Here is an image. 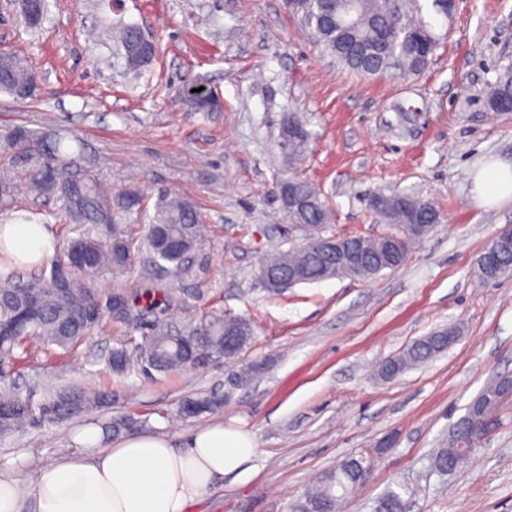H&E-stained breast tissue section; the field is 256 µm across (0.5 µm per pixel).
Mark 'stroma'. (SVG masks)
Segmentation results:
<instances>
[{
	"mask_svg": "<svg viewBox=\"0 0 512 512\" xmlns=\"http://www.w3.org/2000/svg\"><path fill=\"white\" fill-rule=\"evenodd\" d=\"M138 24L157 46L153 63L126 72L105 30ZM441 42L420 74L389 70L364 79L323 55L286 0H47L36 26L19 0H0V48L33 64L37 86L18 99L0 94V136L17 125L58 130L63 149L119 193L139 190L146 205L162 192L188 197L207 227L191 274L149 276L142 257L90 279L139 308L133 322L105 315L76 352L21 353L0 393L32 405L47 391L111 388V405L0 435V477L27 484L32 463L80 451L77 432L129 421L137 433L180 444L197 427L222 421L253 432L258 449L246 482L225 478L192 512H288L323 472L353 454L371 457L370 479L348 512H373L387 489L405 484L407 512H512V400L469 465L439 477L431 458L468 404L490 382L512 378V275L485 278L481 255L512 225V199L480 204L477 171L512 162V112L482 100L512 63V0H458L437 26ZM212 99L197 104L195 89ZM417 107L407 129L395 105ZM293 113L312 133L310 152L292 162L280 147L281 119ZM313 182L331 210L330 230L376 237L392 226L367 199L409 191L438 207L441 221L407 260L369 280L328 279L281 295L255 283L262 259L297 244L280 208L286 177ZM46 225L56 250L23 276L50 275L72 227L60 202L25 185L0 224ZM171 291L169 309L146 297ZM255 325L238 364L215 356L181 371L117 376L103 359L140 339L156 319L177 331L207 312ZM458 327V340L429 362L390 379L374 369L413 341ZM261 371L239 381L241 368ZM188 397L220 400L218 410L182 420Z\"/></svg>",
	"mask_w": 512,
	"mask_h": 512,
	"instance_id": "35a3bbf8",
	"label": "stroma"
}]
</instances>
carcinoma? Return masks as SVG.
Here are the masks:
<instances>
[{"instance_id":"obj_1","label":"carcinoma","mask_w":512,"mask_h":512,"mask_svg":"<svg viewBox=\"0 0 512 512\" xmlns=\"http://www.w3.org/2000/svg\"><path fill=\"white\" fill-rule=\"evenodd\" d=\"M391 0H307L301 10L306 29L315 43L328 56L350 71L373 76L394 67L403 73L423 71L435 54L439 37L435 26L449 20L442 0H430L423 10L419 0H399L398 11L390 8ZM134 23L123 24L115 31L121 56L128 71L137 73L148 66L155 52L139 49ZM34 70L22 57L0 55V92L18 96L28 85ZM512 104V66L500 70L485 98L491 112H504ZM299 128L297 135L281 141V147L294 161L309 152L312 134L307 124L290 113L283 119ZM4 147L21 161L29 163L26 180L31 191L40 196H54L62 202L65 218L80 226L78 235L69 239L64 257L79 254L84 265L68 270L63 284L65 291L51 277L32 276L27 280L10 274L0 279V322L7 323L21 310L31 311L22 333L0 337V377L8 375L17 359L16 350L31 341L43 346L75 348L103 316L87 322L80 313L104 295L87 285L76 273L96 274L103 269L119 271L134 259V250L149 257L151 272L169 270L177 275L190 273L189 257L202 238L201 218L187 197L162 193L154 213L149 217L145 233L133 236L131 225L121 223L127 216L140 213L142 196L136 190L112 194L100 178L82 167L63 151V140L55 131H34L24 126L12 128L4 138ZM292 190L303 202L300 209L288 207L280 197L282 209L290 224H309L313 234L328 232L330 211L317 187L309 180L293 177ZM15 178L0 172V203L14 196ZM370 208L402 233L406 224H436L439 211L429 201L413 194L394 192L377 194L370 199ZM261 268L285 282L280 288L266 292L280 293L288 289V276L295 273L303 283H314L336 275V266L324 263L313 254L309 240L302 239L293 247L279 251L265 260ZM457 336L449 327L413 342L396 357L382 361L377 374L391 379L413 365L424 363L448 349V336ZM254 328L242 316L207 315L198 325L177 334L169 326L156 322L151 335L145 336L135 348V355L120 346L112 349L106 360L109 372L121 375L138 365L157 372H168L205 364L217 354L233 360L251 341ZM497 383L485 387L468 406L467 413L448 436V445L437 449L432 466L440 475L455 472L473 452L474 423L482 409L499 410L502 406ZM112 400L106 388L73 389L48 399L38 409L16 394L0 395V420L7 432L23 429L45 420L71 415L105 406ZM220 403L207 397L188 398L178 413L193 418L212 412ZM370 459L362 454L340 461L324 472L316 482L293 501L290 512H340L345 501L353 497L367 480ZM399 489H390L376 501L374 512H404L405 500Z\"/></svg>"}]
</instances>
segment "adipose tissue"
Instances as JSON below:
<instances>
[{
	"label": "adipose tissue",
	"mask_w": 512,
	"mask_h": 512,
	"mask_svg": "<svg viewBox=\"0 0 512 512\" xmlns=\"http://www.w3.org/2000/svg\"><path fill=\"white\" fill-rule=\"evenodd\" d=\"M481 203L512 196V164L495 161L475 176ZM42 224H0V254L20 265L53 255ZM85 454L42 466L26 485L0 477V512H190L224 477L250 475L257 452L251 433L214 422L191 431L182 447L168 436L139 433L101 445L96 427L76 436Z\"/></svg>",
	"instance_id": "obj_1"
}]
</instances>
